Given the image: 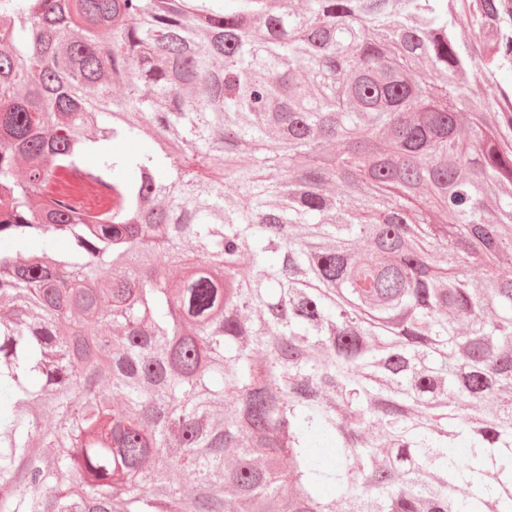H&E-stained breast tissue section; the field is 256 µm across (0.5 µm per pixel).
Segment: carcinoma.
Wrapping results in <instances>:
<instances>
[{
    "label": "carcinoma",
    "instance_id": "carcinoma-1",
    "mask_svg": "<svg viewBox=\"0 0 512 512\" xmlns=\"http://www.w3.org/2000/svg\"><path fill=\"white\" fill-rule=\"evenodd\" d=\"M484 2L0 0V512H512Z\"/></svg>",
    "mask_w": 512,
    "mask_h": 512
}]
</instances>
